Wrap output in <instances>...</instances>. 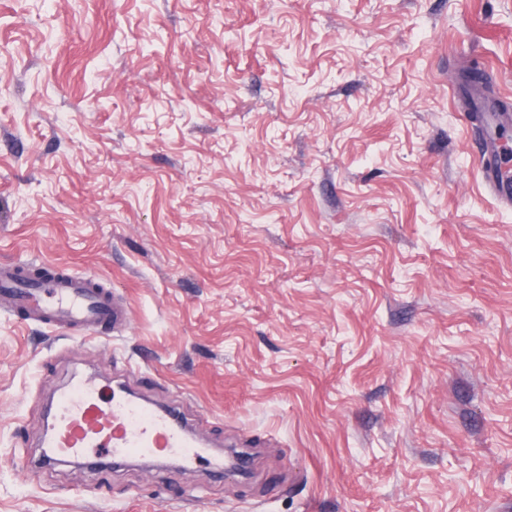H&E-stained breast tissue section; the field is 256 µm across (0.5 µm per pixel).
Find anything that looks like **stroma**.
Here are the masks:
<instances>
[{
  "label": "stroma",
  "instance_id": "1",
  "mask_svg": "<svg viewBox=\"0 0 512 512\" xmlns=\"http://www.w3.org/2000/svg\"><path fill=\"white\" fill-rule=\"evenodd\" d=\"M475 63L512 102V0H0V261L131 310L86 338L0 312V512H512ZM86 375L179 407L206 462L44 461Z\"/></svg>",
  "mask_w": 512,
  "mask_h": 512
}]
</instances>
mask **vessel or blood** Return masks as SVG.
<instances>
[{
	"mask_svg": "<svg viewBox=\"0 0 512 512\" xmlns=\"http://www.w3.org/2000/svg\"><path fill=\"white\" fill-rule=\"evenodd\" d=\"M487 190L512 205V187L480 164ZM0 307L54 329L123 332L130 308L98 281L51 261L0 263ZM57 456L91 461L133 457L197 460L199 442L172 410L152 408L128 394L104 392L98 378L76 380L56 397L42 442Z\"/></svg>",
	"mask_w": 512,
	"mask_h": 512,
	"instance_id": "b4317fda",
	"label": "vessel or blood"
}]
</instances>
